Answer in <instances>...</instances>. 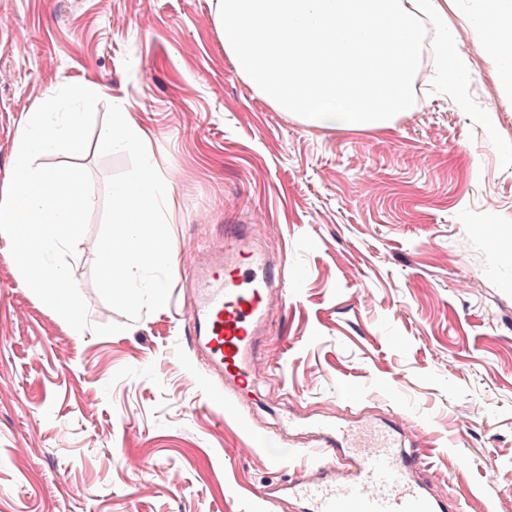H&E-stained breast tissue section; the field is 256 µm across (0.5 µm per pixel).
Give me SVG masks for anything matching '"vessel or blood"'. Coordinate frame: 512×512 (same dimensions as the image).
Returning a JSON list of instances; mask_svg holds the SVG:
<instances>
[{"instance_id": "vessel-or-blood-1", "label": "vessel or blood", "mask_w": 512, "mask_h": 512, "mask_svg": "<svg viewBox=\"0 0 512 512\" xmlns=\"http://www.w3.org/2000/svg\"><path fill=\"white\" fill-rule=\"evenodd\" d=\"M275 280L269 259L238 232L189 283L190 345L234 388H247L259 374L252 351ZM309 447L313 460L263 487L262 503L286 501L297 512H462L459 498L435 497L417 480L421 451L404 448L396 429L320 422Z\"/></svg>"}]
</instances>
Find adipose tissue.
Segmentation results:
<instances>
[{
	"label": "adipose tissue",
	"mask_w": 512,
	"mask_h": 512,
	"mask_svg": "<svg viewBox=\"0 0 512 512\" xmlns=\"http://www.w3.org/2000/svg\"><path fill=\"white\" fill-rule=\"evenodd\" d=\"M474 31L484 52L501 60V84L512 92V0H479Z\"/></svg>",
	"instance_id": "1"
}]
</instances>
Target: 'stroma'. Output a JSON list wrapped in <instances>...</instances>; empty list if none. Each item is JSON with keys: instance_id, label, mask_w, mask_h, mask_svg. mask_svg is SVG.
I'll return each instance as SVG.
<instances>
[{"instance_id": "stroma-1", "label": "stroma", "mask_w": 512, "mask_h": 512, "mask_svg": "<svg viewBox=\"0 0 512 512\" xmlns=\"http://www.w3.org/2000/svg\"><path fill=\"white\" fill-rule=\"evenodd\" d=\"M479 106L512 140L499 65L458 45ZM421 71L394 129L326 133L274 111L236 72L211 0H0V186L27 112L94 82L172 178L165 307L98 336L22 282L0 237V512H269L259 488L308 457L302 425L403 421L436 494L512 512V167ZM94 208L71 261L91 322L121 323L92 281L106 179L125 154L90 142ZM495 197L497 209L484 206ZM242 226L280 265L238 397L190 367L180 288ZM126 322V321H125Z\"/></svg>"}]
</instances>
